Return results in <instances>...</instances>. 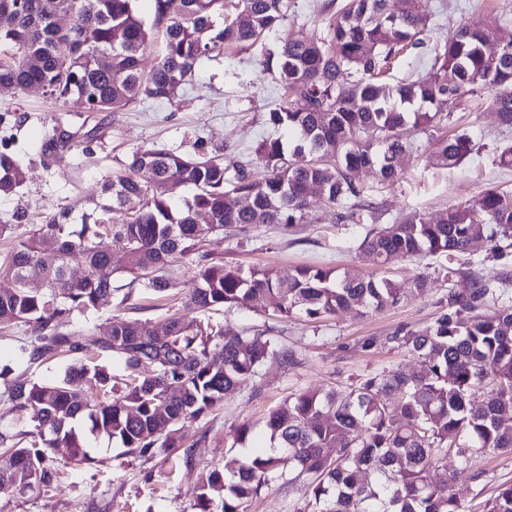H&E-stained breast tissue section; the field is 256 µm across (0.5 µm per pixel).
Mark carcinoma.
Masks as SVG:
<instances>
[{"instance_id": "carcinoma-1", "label": "carcinoma", "mask_w": 512, "mask_h": 512, "mask_svg": "<svg viewBox=\"0 0 512 512\" xmlns=\"http://www.w3.org/2000/svg\"><path fill=\"white\" fill-rule=\"evenodd\" d=\"M135 2L0 0V44L16 48L0 60V84L38 87L56 107L42 156L59 160L79 146L78 132L67 124L72 104L120 112L144 98L168 99L192 80L203 58L227 47L249 49L276 31L288 11V0H237L229 18L224 0H153L155 25H165L164 48L145 74L150 34ZM429 32L418 0H345L324 19L323 35L288 36L276 57L267 58L288 97L268 112V121L291 137L257 143L263 176L222 155L136 151L124 172L104 182L103 201L92 212L76 217L75 207H65L0 251V273L15 281L0 292V330L27 324L30 360L83 353L91 339L98 354L121 356L131 371L124 383L89 361L71 366L54 384L23 375L11 381L5 392L29 414L32 429L0 427V450L10 453L0 484L23 492L49 486L58 453L90 461L76 429L81 421L90 433L141 456L175 448L186 422L212 412L269 357L290 359L288 350L260 336L219 324L203 328L176 314L148 327L116 318L107 335L94 336L91 323L77 317L114 291V247L126 257L130 284L158 293L175 286L174 259L195 256L197 286L186 306L204 316L264 299L274 316L299 311L311 319L353 307L381 310L398 302L399 288L388 277L307 265L286 278L270 269L227 267L203 242L221 240L226 227L300 224L317 188L338 222L374 224L359 252L376 267L423 256L450 262L475 239L493 243L501 255L512 247V194L496 189L436 220L411 212L379 224L374 211L356 202L364 189L354 172L369 167L383 182L398 180L396 160L412 151L414 132L427 135L437 165L453 167L471 154L469 133L443 129L449 112L470 109L478 82L495 91L500 124L512 128V41L489 51L480 21L435 41L430 78L385 79L389 60L427 46ZM104 56L110 58L105 66ZM296 99L304 108L293 107ZM22 181L9 143H0V191L11 193ZM182 187L192 195L175 207ZM201 214L212 225L206 233L197 224ZM76 252L83 255L77 266L70 263ZM33 266L43 273L39 290L25 286ZM504 293L485 282L467 296L450 293L448 309L433 324L392 336L417 355L414 370L383 369L345 390L305 391L279 405L266 420L270 448L244 461L230 448L224 467L202 477L199 512H210L214 490L224 491L222 512H247L287 470L307 482L309 512H469L448 482V453L468 467L476 453L512 451V424L503 422L512 413V305H499ZM144 363L154 374L139 380L134 371ZM87 379L100 385L104 400L87 399ZM366 468L380 474L379 484L359 483ZM484 512H512V483L501 486Z\"/></svg>"}]
</instances>
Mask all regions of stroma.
<instances>
[{
    "instance_id": "1",
    "label": "stroma",
    "mask_w": 512,
    "mask_h": 512,
    "mask_svg": "<svg viewBox=\"0 0 512 512\" xmlns=\"http://www.w3.org/2000/svg\"><path fill=\"white\" fill-rule=\"evenodd\" d=\"M329 2L288 0L283 31L299 38L321 34L320 21L329 12ZM420 6L428 21L439 26L442 37L451 36L462 20L469 19L483 21L492 40H512V0H420ZM278 45L279 36L272 33L250 50L228 49L223 56L203 61L192 82L171 99L141 100L122 112L71 114L73 127L94 129V136L85 140L91 154H69L58 162L45 161L39 151L55 115L51 100L38 90L0 85V138L9 140L24 171L23 183L0 195V224L14 225L13 238H21L46 215L71 205L91 207L102 183L123 172L125 161L138 149L233 157L249 154L261 139L278 137L266 114L280 104L282 91L264 66ZM477 100L478 111L457 110L449 120L450 125L466 129L475 144L459 165H435L423 150L403 155L402 177L392 185L378 184L373 169L356 172L355 180L364 186V198L380 223H392L411 212L435 219L487 189L512 191V167L499 163L502 149L512 144V130L500 125L491 91L479 89ZM366 232L363 224L338 223L333 211L317 199L305 221L293 227L254 224L243 231L227 230L223 242L213 247L225 265L272 268L283 276L301 265L338 273L351 269L365 277L384 275L397 282L401 299L379 312L346 310L318 320L269 315L263 301L248 308H221L212 322L269 339L291 351L294 360L286 365L269 358L256 377L228 393L214 411L187 423L190 438L197 441L191 459H184L179 449L159 450L148 459L108 437L91 436L87 439L90 462L56 460L58 477L50 487L23 493L0 485V512H197L200 477L223 467L224 453L235 446L239 427L250 428L251 444L258 447L268 413L294 394L342 390L384 368L414 369L417 357L392 342V335L402 327L418 330L431 325L446 309L449 293H469L475 281L507 280L504 299L512 302V253L499 258L490 243L477 242L452 260L455 273L449 278L439 274L431 257L399 259L381 269L358 255ZM13 238L0 239V249L10 248ZM174 267L178 283L167 297L138 285L126 303L109 298L89 312V320L103 332L116 318L147 323L178 312L185 321L198 322V314L184 306L196 283L195 265L183 258L175 260ZM422 275L429 286L419 291L414 282ZM28 336L22 324L0 334V427L16 432L29 430V416L8 400L6 384L23 373L40 383H55L76 362L72 356H56L30 363L24 351ZM448 471L454 476L453 492L469 507L493 497L500 485L512 483V453L479 455L467 470L452 455ZM306 497L303 482L278 479L262 490L248 512H299Z\"/></svg>"
}]
</instances>
